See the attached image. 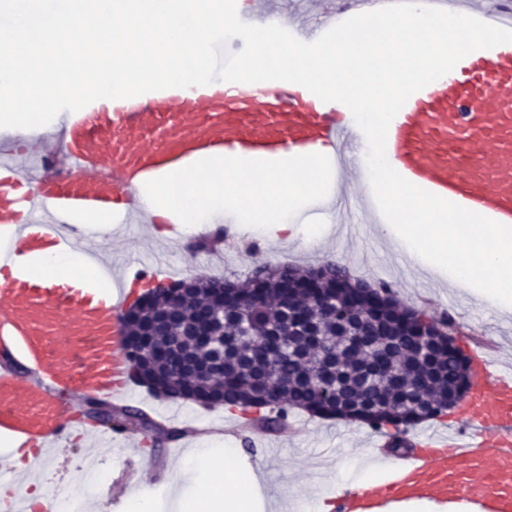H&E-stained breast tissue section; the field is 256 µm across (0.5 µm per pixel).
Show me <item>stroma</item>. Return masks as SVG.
Listing matches in <instances>:
<instances>
[{
    "label": "stroma",
    "instance_id": "35a3bbf8",
    "mask_svg": "<svg viewBox=\"0 0 512 512\" xmlns=\"http://www.w3.org/2000/svg\"><path fill=\"white\" fill-rule=\"evenodd\" d=\"M345 223L356 225L353 236H340L335 223H318L305 213H298L294 224L300 228L296 239H275L264 229L245 227L233 216H225L217 224V231L233 227L238 235L255 240L260 248L255 252L231 251L223 258L198 248L200 231L181 226L176 242L157 241L152 230L144 224H126L120 236L112 240V273L122 277L129 251L145 254H164L172 263L170 279L224 278L245 279L259 265L293 264L315 267L335 261L349 268L351 275L368 282H390L396 298L404 305L417 308L427 305L429 314L441 318L451 312L456 338L474 334L491 338L498 347L497 357L512 362V333L502 332L498 320L499 306L473 297L466 307H451L455 290L441 284L438 278L414 269L397 273L394 267L376 263L377 243L372 229L364 224L358 211H350ZM130 406L160 416L162 409L174 410L171 422L184 431L177 444H166L156 452H149L146 439L131 441L129 446L87 444V435L94 426L81 413L74 411L72 430L60 450L55 465L46 474L17 487V495L31 499L43 495L51 503H70L82 506L84 501H99L103 512H127L129 502L139 492L151 494L157 512H177L179 499L195 500L207 473L190 460L192 448H233L241 455L245 474L259 476L266 496L279 502L299 495L331 499L339 488L356 483L366 458L374 456L373 430L365 425L354 427L342 420H325L306 414L299 420L304 429L295 436L289 431L266 433L244 430L241 437L227 438L214 432V425L223 423L227 412L221 408L206 409L190 401H167L154 396L146 387L133 386ZM273 443L277 449L274 459H266L259 449L245 450L244 439ZM98 451L102 467L108 474L105 490H98L96 481L75 483L72 479L76 466L90 451Z\"/></svg>",
    "mask_w": 512,
    "mask_h": 512
}]
</instances>
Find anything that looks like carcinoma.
<instances>
[{
    "label": "carcinoma",
    "instance_id": "1",
    "mask_svg": "<svg viewBox=\"0 0 512 512\" xmlns=\"http://www.w3.org/2000/svg\"><path fill=\"white\" fill-rule=\"evenodd\" d=\"M318 269L315 294L300 285L315 268H256L239 292L250 296L243 314H211L217 281L196 279L178 303L163 298L132 305L125 327L131 377L170 401L256 413L277 432L295 411L358 421L375 430L394 429L391 450H407L403 435L421 422L448 414L466 396L470 358L432 327L408 315L388 286L371 289L333 261ZM319 314L314 332L288 331L297 308ZM223 354L224 371L212 376L209 362ZM88 417L115 433L163 426L139 409L88 400Z\"/></svg>",
    "mask_w": 512,
    "mask_h": 512
}]
</instances>
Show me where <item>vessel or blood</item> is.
Instances as JSON below:
<instances>
[{
    "label": "vessel or blood",
    "mask_w": 512,
    "mask_h": 512,
    "mask_svg": "<svg viewBox=\"0 0 512 512\" xmlns=\"http://www.w3.org/2000/svg\"><path fill=\"white\" fill-rule=\"evenodd\" d=\"M391 0H332L338 24ZM474 17L512 29V0H488ZM55 145L72 171L62 181L31 175L21 163L37 143ZM364 144L349 109L284 81H214L124 99H100L64 111L36 135L0 142V270L53 252L79 253L111 277L102 240L64 234L60 225L85 217L159 223L142 208L145 182L207 156L279 160L319 152L333 172L356 161ZM389 164L416 186L512 226V43L471 56L414 93L392 120ZM362 210L384 218L370 189L335 191L318 210ZM123 286L92 288L33 277L0 279V436L8 435L28 465L0 467V483L45 472L69 435L71 412L94 398L130 396V361L121 345ZM470 390L457 426L411 438L385 477L337 491L332 512H393L426 500L462 512H512V369L474 350Z\"/></svg>",
    "instance_id": "vessel-or-blood-1"
}]
</instances>
